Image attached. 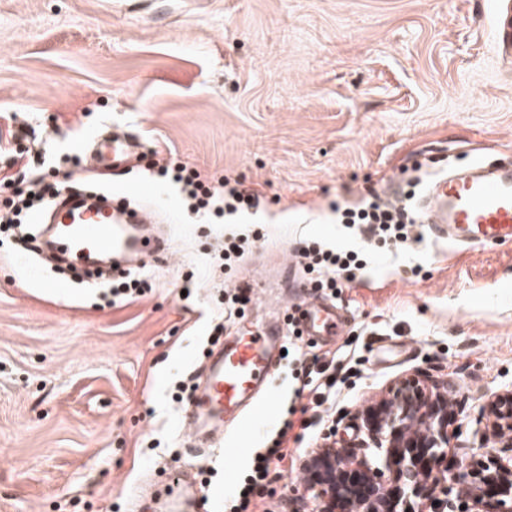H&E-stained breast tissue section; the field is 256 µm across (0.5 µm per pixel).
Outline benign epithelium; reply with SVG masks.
Here are the masks:
<instances>
[{"label":"benign epithelium","instance_id":"benign-epithelium-1","mask_svg":"<svg viewBox=\"0 0 512 512\" xmlns=\"http://www.w3.org/2000/svg\"><path fill=\"white\" fill-rule=\"evenodd\" d=\"M450 377L416 373L395 381L358 415L366 448L387 449L374 465L355 448H320L304 463V490L316 512H512V389L480 407L498 435V455L471 452L464 471L448 459L454 425L466 410Z\"/></svg>","mask_w":512,"mask_h":512}]
</instances>
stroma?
<instances>
[{
  "mask_svg": "<svg viewBox=\"0 0 512 512\" xmlns=\"http://www.w3.org/2000/svg\"><path fill=\"white\" fill-rule=\"evenodd\" d=\"M495 0H0V113L45 183L73 179L161 211L169 256L139 269L150 289L109 305L0 237V512H130L145 478L212 467L200 512H224L258 447L228 432L204 460L181 432L175 381L193 377L216 324L224 340L262 325L224 319L225 286L296 306L302 241L363 243L368 263L337 305L349 322L315 354H350L357 374L294 474L260 491L261 512H313L284 484L316 449L358 442L352 416L402 375L454 377L467 406L452 447L494 438L480 405L512 388V246L466 247L415 224L408 247L361 241L337 208L366 194L402 203L419 172L512 159V72L498 61ZM141 137L137 164L87 178L75 159L100 129ZM181 163L208 187L259 184L262 236L234 268L219 248L235 227L188 210L147 167Z\"/></svg>",
  "mask_w": 512,
  "mask_h": 512,
  "instance_id": "stroma-1",
  "label": "stroma"
}]
</instances>
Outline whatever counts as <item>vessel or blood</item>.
<instances>
[{
	"label": "vessel or blood",
	"instance_id": "obj_1",
	"mask_svg": "<svg viewBox=\"0 0 512 512\" xmlns=\"http://www.w3.org/2000/svg\"><path fill=\"white\" fill-rule=\"evenodd\" d=\"M498 50L512 59V13L502 15L494 30ZM141 142L129 132L113 130L100 135L93 146L96 168L119 170L129 165ZM75 193L63 195L46 215L43 224H55L56 250L74 266L84 265L99 253L119 256L162 255L165 238L154 236L137 210L110 220L107 211L83 209ZM421 221L434 233H448L464 245L496 248L512 245V162L477 165L433 181L420 203ZM308 338L337 335L343 317L335 306L315 300L304 308ZM282 332L278 324L239 336L234 345L217 348L198 371V386L184 414V432L194 452L200 453L224 440L227 425L242 421L247 412L258 411L259 397L281 363ZM180 495L167 512H195L200 500L197 480L180 473L169 475Z\"/></svg>",
	"mask_w": 512,
	"mask_h": 512
}]
</instances>
